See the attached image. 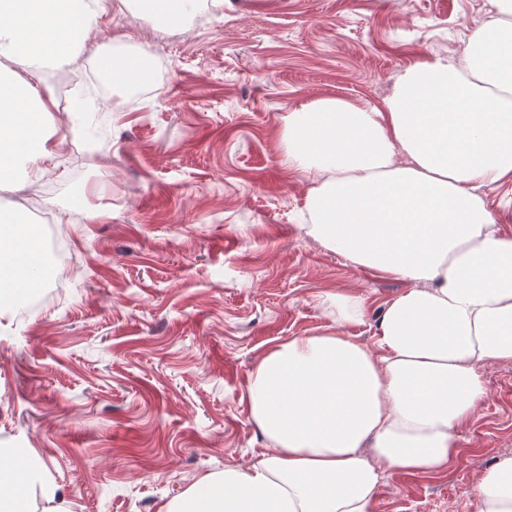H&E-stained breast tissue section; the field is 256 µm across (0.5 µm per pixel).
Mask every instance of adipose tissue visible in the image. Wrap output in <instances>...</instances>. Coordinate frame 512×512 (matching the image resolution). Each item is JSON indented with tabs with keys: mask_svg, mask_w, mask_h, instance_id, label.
Returning a JSON list of instances; mask_svg holds the SVG:
<instances>
[{
	"mask_svg": "<svg viewBox=\"0 0 512 512\" xmlns=\"http://www.w3.org/2000/svg\"><path fill=\"white\" fill-rule=\"evenodd\" d=\"M460 63L416 60L378 104L341 97L285 116L290 165L314 176L304 233L356 269L405 282L376 341L337 330L256 358L242 400L267 447L198 477L163 512H373L386 472L433 475L512 362V234L480 190L512 182V0H489ZM104 0H0V187L38 177L57 130L48 69L85 47ZM28 225L0 221V288L41 287ZM0 512H71L30 448H0ZM473 512H512V457L478 477Z\"/></svg>",
	"mask_w": 512,
	"mask_h": 512,
	"instance_id": "obj_1",
	"label": "adipose tissue"
}]
</instances>
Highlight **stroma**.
Here are the masks:
<instances>
[{"instance_id": "obj_1", "label": "stroma", "mask_w": 512, "mask_h": 512, "mask_svg": "<svg viewBox=\"0 0 512 512\" xmlns=\"http://www.w3.org/2000/svg\"><path fill=\"white\" fill-rule=\"evenodd\" d=\"M490 9L199 0L163 31L106 0L83 55L48 72L60 145L39 205L76 277L46 279L27 317L0 314V447L34 449L72 512H161L199 476L264 453L239 403L257 355L334 328L339 292L365 298L349 330L374 343L380 303L404 288L299 230L314 181L288 164L285 115L328 96L378 102L415 60L458 59ZM129 54L145 79L103 81ZM484 375L460 460L386 473L374 512H472L479 474L512 457V363Z\"/></svg>"}]
</instances>
